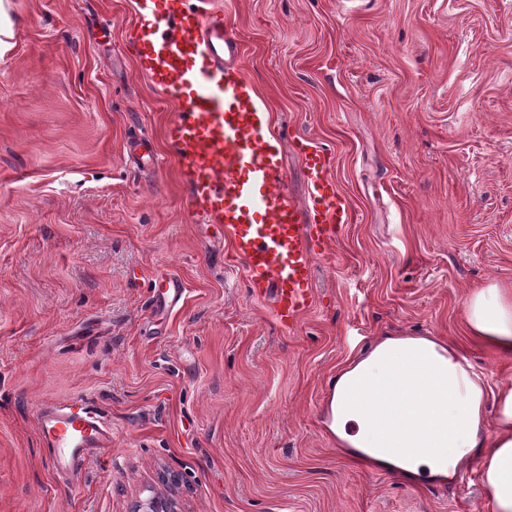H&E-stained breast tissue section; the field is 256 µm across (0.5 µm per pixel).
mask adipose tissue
Returning <instances> with one entry per match:
<instances>
[{"label":"adipose tissue","instance_id":"ef3b65f1","mask_svg":"<svg viewBox=\"0 0 512 512\" xmlns=\"http://www.w3.org/2000/svg\"><path fill=\"white\" fill-rule=\"evenodd\" d=\"M471 335L500 354L512 355V290L497 283L480 286L465 304ZM456 353L435 364L448 399L443 418L448 428L450 466L478 464L490 493L492 512H512V387L494 393L500 409L495 433L485 431V388L469 382L460 388Z\"/></svg>","mask_w":512,"mask_h":512}]
</instances>
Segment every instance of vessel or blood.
Returning <instances> with one entry per match:
<instances>
[{
    "instance_id": "vessel-or-blood-1",
    "label": "vessel or blood",
    "mask_w": 512,
    "mask_h": 512,
    "mask_svg": "<svg viewBox=\"0 0 512 512\" xmlns=\"http://www.w3.org/2000/svg\"><path fill=\"white\" fill-rule=\"evenodd\" d=\"M207 4L191 0L160 15L140 41L139 62L152 86L176 105L168 135L190 188L188 214L223 225L234 255L245 263L249 288L271 298L275 319L290 327L313 304L316 255L334 241L338 225L352 223L353 210L330 173L329 155L306 139L296 150L307 169L308 199L300 207L288 195L281 142L234 62L237 42ZM447 353L444 346L394 352L387 376L403 389L415 388L414 372ZM441 411L435 389L416 403V424H402L395 410L366 419V444L401 457L441 446L448 440ZM37 420L57 471L76 472L91 453L112 447L108 418L83 399L43 405Z\"/></svg>"
}]
</instances>
